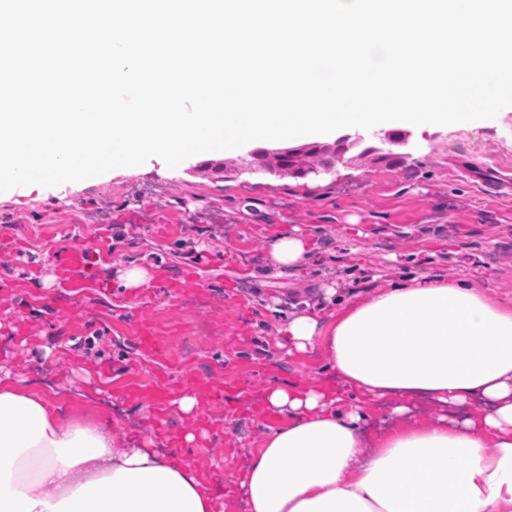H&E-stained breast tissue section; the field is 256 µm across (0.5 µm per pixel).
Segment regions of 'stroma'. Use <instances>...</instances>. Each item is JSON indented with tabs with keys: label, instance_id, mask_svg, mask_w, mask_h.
<instances>
[{
	"label": "stroma",
	"instance_id": "obj_1",
	"mask_svg": "<svg viewBox=\"0 0 512 512\" xmlns=\"http://www.w3.org/2000/svg\"><path fill=\"white\" fill-rule=\"evenodd\" d=\"M400 166L342 159L304 178L249 173L256 140L194 155L177 168L153 157L56 187L0 193V370L67 409L106 414L118 436L140 435L184 458L224 505L274 413L267 388L322 376L320 350L276 345L303 302L330 316L328 289L366 295L406 276L467 275L512 300V194H487L456 174L512 169V106L494 124L413 129ZM240 166L216 172L223 161ZM308 233L303 269L278 277L268 250L281 230ZM95 256L82 287L66 285L62 253ZM145 288H127L130 267ZM207 396L206 436L186 448L191 420L172 400Z\"/></svg>",
	"mask_w": 512,
	"mask_h": 512
}]
</instances>
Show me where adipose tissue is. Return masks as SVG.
Segmentation results:
<instances>
[{
    "label": "adipose tissue",
    "mask_w": 512,
    "mask_h": 512,
    "mask_svg": "<svg viewBox=\"0 0 512 512\" xmlns=\"http://www.w3.org/2000/svg\"><path fill=\"white\" fill-rule=\"evenodd\" d=\"M309 239L282 231L279 276ZM322 319L294 314L279 348L320 349L329 379L269 387V428L239 483L245 512H512V307L470 277L412 276ZM344 390H337L335 380ZM414 403L444 408L410 417ZM385 405L378 432L367 410ZM181 458L117 438L0 376V512H217Z\"/></svg>",
    "instance_id": "obj_1"
}]
</instances>
